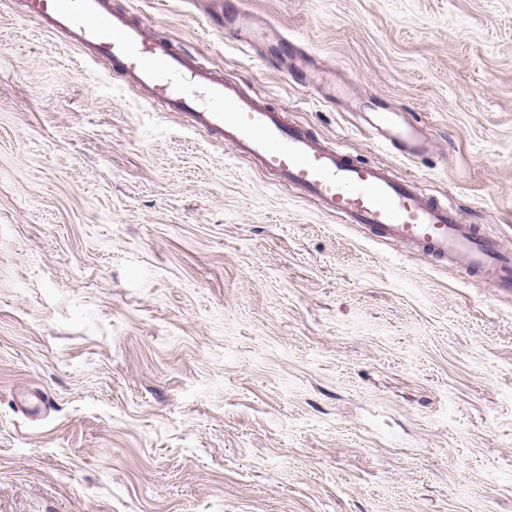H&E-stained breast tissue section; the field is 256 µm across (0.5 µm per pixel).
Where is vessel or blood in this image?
<instances>
[{
  "label": "vessel or blood",
  "instance_id": "vessel-or-blood-1",
  "mask_svg": "<svg viewBox=\"0 0 512 512\" xmlns=\"http://www.w3.org/2000/svg\"><path fill=\"white\" fill-rule=\"evenodd\" d=\"M27 16L66 33L86 56L112 62L151 105L216 136L339 223L378 242L410 246L440 266L464 257L469 278L512 292V251L498 236L467 223L456 204L434 198L414 177L355 163L343 147L312 138L257 92L150 36L143 24L113 11L109 0H27ZM360 118L372 140L393 146L405 159L429 156L430 135L417 121L397 112H364Z\"/></svg>",
  "mask_w": 512,
  "mask_h": 512
}]
</instances>
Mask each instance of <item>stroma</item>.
Segmentation results:
<instances>
[{
  "mask_svg": "<svg viewBox=\"0 0 512 512\" xmlns=\"http://www.w3.org/2000/svg\"><path fill=\"white\" fill-rule=\"evenodd\" d=\"M111 3L512 248V0H247V55L198 0ZM268 20L345 106L269 65ZM464 269L338 223L0 0V512H512V295ZM360 128L372 139L393 146L405 159L421 160L430 155V134L400 112H362Z\"/></svg>",
  "mask_w": 512,
  "mask_h": 512,
  "instance_id": "stroma-1",
  "label": "stroma"
}]
</instances>
